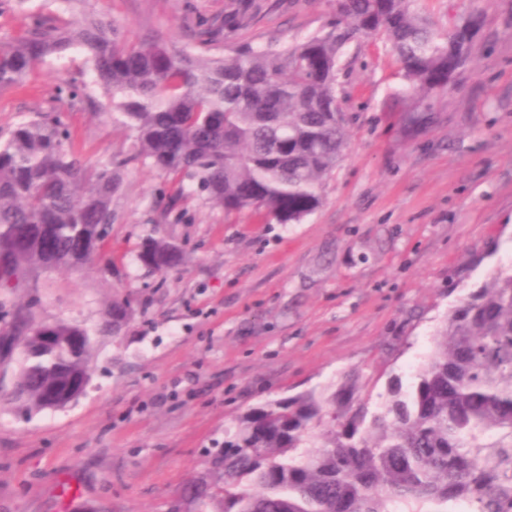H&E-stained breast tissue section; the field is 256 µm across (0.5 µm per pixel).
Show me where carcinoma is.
Instances as JSON below:
<instances>
[{"label": "carcinoma", "instance_id": "obj_1", "mask_svg": "<svg viewBox=\"0 0 512 512\" xmlns=\"http://www.w3.org/2000/svg\"><path fill=\"white\" fill-rule=\"evenodd\" d=\"M416 0H336L327 30L291 46L221 42L254 20L253 0H234L222 18H187L189 43L133 41L103 17L69 29L36 16L24 35L0 43V91L21 85L44 57L84 49L96 81L112 94V120L136 133L131 152L89 165L70 148L61 118L77 95L0 130V336L15 337L18 389L0 397L30 411L84 374L91 339L54 322L58 339L38 353L26 337L45 326L13 296L60 267L79 272L111 251L122 169L149 165L175 189L227 212L250 211L297 224L322 200L346 141L336 95L343 50L379 37L408 88L443 90L463 63L449 45L475 19L442 33ZM428 108L403 113L421 133ZM137 260L178 267L179 247L151 235ZM130 304L118 299L102 330L116 333ZM434 350L405 387L395 379L373 408L362 373L339 385L270 400L240 416L212 460L216 479L180 493L192 512H512V272L470 292L433 338Z\"/></svg>", "mask_w": 512, "mask_h": 512}]
</instances>
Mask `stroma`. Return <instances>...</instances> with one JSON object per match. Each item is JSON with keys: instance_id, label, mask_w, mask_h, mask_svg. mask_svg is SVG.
Masks as SVG:
<instances>
[{"instance_id": "stroma-1", "label": "stroma", "mask_w": 512, "mask_h": 512, "mask_svg": "<svg viewBox=\"0 0 512 512\" xmlns=\"http://www.w3.org/2000/svg\"><path fill=\"white\" fill-rule=\"evenodd\" d=\"M232 0H0V40L36 15L102 16L131 39L182 40L189 9L223 16ZM237 45H291L320 32L336 0H255ZM440 30L461 15L480 27L467 62L427 104L434 121L407 136L399 65L381 39L340 60L337 96L349 119L341 161L302 223L228 214L180 200L150 167L125 169L112 202V270L58 269L16 305L91 332L90 381L65 407L30 412L0 402V512H173L181 490L210 477L224 431L267 400L339 383L360 370L372 404L392 379L410 383L433 337L471 290L512 269V0H425ZM78 87L64 120L97 162L127 153L129 130L83 50L50 56L0 92V128ZM178 245L160 273L137 260L143 238ZM133 312L100 332L115 299Z\"/></svg>"}]
</instances>
